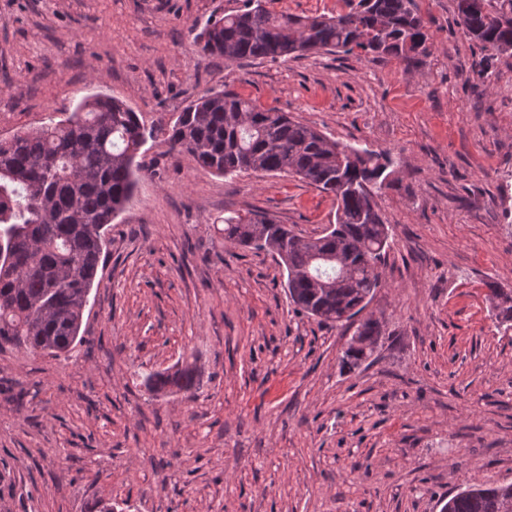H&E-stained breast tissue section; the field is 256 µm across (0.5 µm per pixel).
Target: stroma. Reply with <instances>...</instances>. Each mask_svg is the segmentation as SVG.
Segmentation results:
<instances>
[{"mask_svg": "<svg viewBox=\"0 0 512 512\" xmlns=\"http://www.w3.org/2000/svg\"><path fill=\"white\" fill-rule=\"evenodd\" d=\"M414 3L428 40L408 68L193 53L191 27L243 0H0V138L95 93L165 126L215 89L389 151L399 179L375 197L389 247L365 313L384 333L350 370L354 327L299 311L272 253L224 243L225 217L251 212L321 236L333 197L147 140L83 342L0 350V512H441L512 484V326L486 288L512 289V54L469 39L456 0ZM191 363L199 390H148Z\"/></svg>", "mask_w": 512, "mask_h": 512, "instance_id": "stroma-1", "label": "stroma"}]
</instances>
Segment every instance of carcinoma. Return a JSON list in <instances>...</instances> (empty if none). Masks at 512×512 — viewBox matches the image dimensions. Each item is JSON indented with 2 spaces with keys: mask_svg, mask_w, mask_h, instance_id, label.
Listing matches in <instances>:
<instances>
[{
  "mask_svg": "<svg viewBox=\"0 0 512 512\" xmlns=\"http://www.w3.org/2000/svg\"><path fill=\"white\" fill-rule=\"evenodd\" d=\"M458 24L481 48L512 51V0H456ZM336 16L272 14L262 0L208 21L194 36L200 55L226 60L297 58L355 51L407 66L426 52L414 0H347ZM154 135L139 113L106 95L84 97L68 118L0 140V349L24 346L59 357L77 343L82 308L98 274L104 229L133 201L136 158ZM164 144L196 166L234 177L242 172L296 175L333 196L336 224L302 239L266 216L224 218V242L267 250L286 270L289 298L323 322H348L380 284L388 244L375 191L393 185L389 153L342 144L287 113L224 91L189 101L164 131ZM495 317L512 321V291L487 284ZM355 335H382L370 316ZM195 367L148 376L156 393L199 389ZM446 512H512V484L468 487Z\"/></svg>",
  "mask_w": 512,
  "mask_h": 512,
  "instance_id": "carcinoma-1",
  "label": "carcinoma"
}]
</instances>
